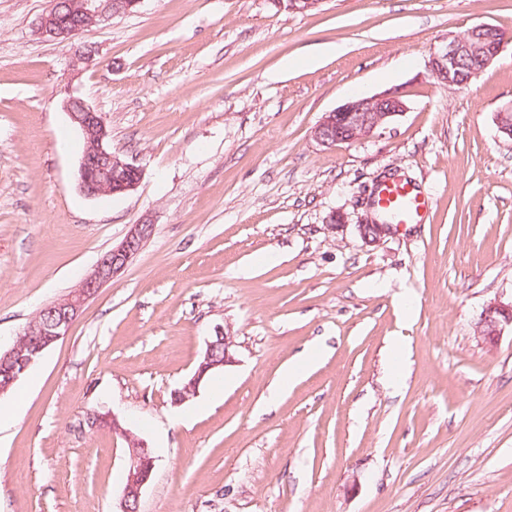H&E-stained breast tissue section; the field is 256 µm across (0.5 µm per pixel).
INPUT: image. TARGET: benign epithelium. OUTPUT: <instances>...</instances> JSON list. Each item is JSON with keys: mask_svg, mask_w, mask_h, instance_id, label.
I'll return each mask as SVG.
<instances>
[{"mask_svg": "<svg viewBox=\"0 0 512 512\" xmlns=\"http://www.w3.org/2000/svg\"><path fill=\"white\" fill-rule=\"evenodd\" d=\"M142 0H52L49 11L42 15L35 33L52 41L74 45L71 67L93 60L95 51L78 42L87 28L110 20L119 14L131 13ZM507 39L501 30L490 24H478L462 35H450L436 46L428 61L429 71L443 86H466L489 68L503 51ZM71 123L85 138V148L78 165V186L89 198L102 194H125L135 190L141 182L142 170L107 144L109 131L103 113L85 100L73 95L63 102ZM406 110L402 92L387 90L370 97L354 98L337 109L326 112L313 131L317 142L326 147L351 143L367 138ZM498 132L512 140V108L496 116ZM397 224H383L367 203L364 223L359 233L367 244H374L398 231ZM154 225L133 224L121 243L105 253L95 268L88 273L66 297L42 308L27 324L23 332L7 349H0V397L7 394L24 374L42 356L43 352L64 338L83 311L87 301L101 288L112 282L139 255L152 237ZM512 328V302L493 301L480 314L478 335L493 345L506 328ZM235 338L222 326L214 327V336L207 341L194 375L172 394V403L179 405L194 397L205 376L234 361ZM223 350L224 355L216 354ZM128 483L124 485L121 512L130 510V499L141 501L142 491L154 469V456L143 442L129 440Z\"/></svg>", "mask_w": 512, "mask_h": 512, "instance_id": "obj_1", "label": "benign epithelium"}]
</instances>
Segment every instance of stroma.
<instances>
[{
	"label": "stroma",
	"mask_w": 512,
	"mask_h": 512,
	"mask_svg": "<svg viewBox=\"0 0 512 512\" xmlns=\"http://www.w3.org/2000/svg\"><path fill=\"white\" fill-rule=\"evenodd\" d=\"M48 7L0 0V344L131 225L155 231L17 382L0 512H120L132 437L155 457L141 512H512V334L476 332L512 301V43L467 87L428 71L448 35L512 36V0H143L83 33L96 57L75 76L71 45L34 32ZM393 88L407 109L386 128L314 139ZM70 94L142 169L134 191H80ZM391 173L432 207L364 243ZM217 325L234 363L172 405ZM507 327L512 331V301L504 303L496 300L484 307L476 330L487 343L493 345L497 343Z\"/></svg>",
	"instance_id": "stroma-1"
}]
</instances>
